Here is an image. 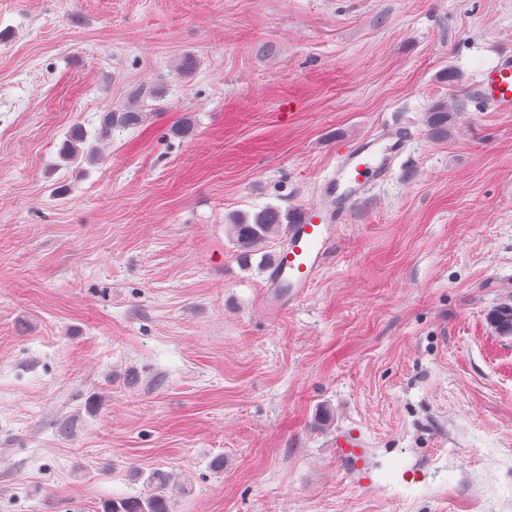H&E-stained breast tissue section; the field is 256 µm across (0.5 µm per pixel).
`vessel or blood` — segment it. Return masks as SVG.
Instances as JSON below:
<instances>
[{"instance_id":"obj_1","label":"vessel or blood","mask_w":512,"mask_h":512,"mask_svg":"<svg viewBox=\"0 0 512 512\" xmlns=\"http://www.w3.org/2000/svg\"><path fill=\"white\" fill-rule=\"evenodd\" d=\"M477 90L487 109L512 112V50L498 52L495 63L482 72ZM408 137L404 128L389 126L381 137L362 139L344 154L325 184L323 205L300 208L289 224L288 243L273 264L271 287L285 284L298 296L311 286L335 232L350 220L368 189L387 178ZM362 445L357 432L336 435V453L341 458L354 459Z\"/></svg>"}]
</instances>
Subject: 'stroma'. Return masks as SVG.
Returning a JSON list of instances; mask_svg holds the SVG:
<instances>
[{"label":"stroma","instance_id":"stroma-1","mask_svg":"<svg viewBox=\"0 0 512 512\" xmlns=\"http://www.w3.org/2000/svg\"><path fill=\"white\" fill-rule=\"evenodd\" d=\"M508 49L512 0H0V512H100L154 469L191 487L172 512H512V112L476 91ZM390 119L403 166L268 308L230 216L322 203ZM458 105L448 103V100H439L435 102L427 112V123L433 133L438 135H448L452 128L453 113L456 112ZM140 118L141 112L132 108L106 112L102 117L100 127L94 134V138L98 141L103 140L112 134V128L134 126L138 124ZM488 318L499 335H512V305L510 303H503L497 306L489 313ZM336 454L344 459L354 460L358 448H364L360 435L355 431H340L336 434Z\"/></svg>","mask_w":512,"mask_h":512}]
</instances>
